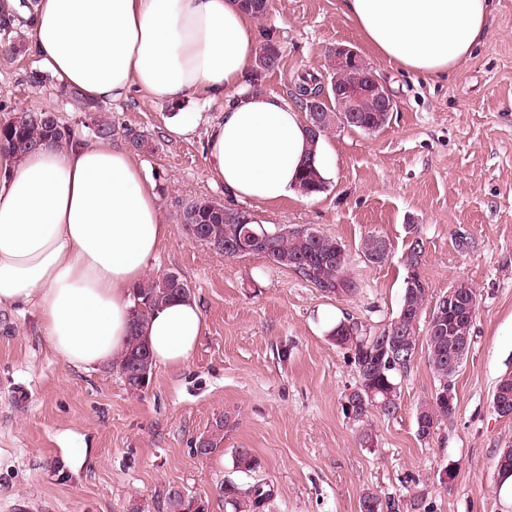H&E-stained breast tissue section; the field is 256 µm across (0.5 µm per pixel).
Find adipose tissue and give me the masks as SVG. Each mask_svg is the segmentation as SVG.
Here are the masks:
<instances>
[{"label":"adipose tissue","instance_id":"obj_1","mask_svg":"<svg viewBox=\"0 0 512 512\" xmlns=\"http://www.w3.org/2000/svg\"><path fill=\"white\" fill-rule=\"evenodd\" d=\"M341 6L389 66L422 77L468 63L492 26V0ZM29 38L61 86L95 102L134 90L156 103L222 101L207 132L209 172L236 198L293 195L308 157L323 178L336 173L333 150L310 141L299 106L243 88L258 37L237 0H38ZM170 232L122 145L76 139L0 152V309L33 308L71 366L103 365L125 349L134 290ZM204 332L201 307L187 296L154 311L143 336L155 365L176 368Z\"/></svg>","mask_w":512,"mask_h":512}]
</instances>
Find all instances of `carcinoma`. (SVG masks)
Listing matches in <instances>:
<instances>
[{
  "instance_id": "cac0c4a2",
  "label": "carcinoma",
  "mask_w": 512,
  "mask_h": 512,
  "mask_svg": "<svg viewBox=\"0 0 512 512\" xmlns=\"http://www.w3.org/2000/svg\"><path fill=\"white\" fill-rule=\"evenodd\" d=\"M279 47L269 38L256 54L253 65L263 64L273 71L279 67ZM323 90V81L317 77H302L295 85L294 99L305 110L306 123H311L306 111L308 97ZM92 129L97 138L110 140L117 135L112 123L101 116L91 117ZM345 126V113H321V126L315 142L325 136L333 126ZM122 136L134 151L148 147L149 139L144 133L125 128ZM74 137L73 130L61 124L50 111L21 112L0 122V145L3 149L22 155L36 148L43 141L67 143ZM301 192L314 196L326 190V182L318 175L312 159H307L299 174ZM224 205L209 199H190L181 203L179 222L191 240L213 248V251L228 259L243 255H257L273 263L287 267L303 280L326 293L349 296L355 293L358 284L347 271L345 251L336 239L309 227L277 225L272 229L263 224H252L246 220L249 212L242 211L244 219H224L218 212ZM384 238L370 235L362 243L361 253L366 262L379 265L386 262L389 254L382 250ZM424 250L423 238L414 234L402 255L406 270L403 294L399 310L394 319L383 327H375L365 321L345 318L336 322L329 337L336 345L347 350L357 374L359 406L351 415L352 421L365 423L372 412L390 416L394 414L400 398L396 378L407 372L418 354L419 344H424L427 361L436 380L433 396L422 403L416 413L417 435L426 439L436 424L454 414L456 403L442 397V391L455 387L459 368L450 365L457 338L472 336L478 298L475 289L466 281L455 284L459 288L457 305L451 310L436 304L429 312L425 329L420 321L428 295V286L419 272ZM191 295L187 282L173 272L142 281L135 289V304L131 310L132 331L125 351L112 363V369L122 380L126 389L137 394L142 392L138 375L152 377L154 364L141 336L150 314L159 306L177 298ZM399 340L403 347L396 350L393 359L381 357L380 349L386 341ZM505 398L512 405V372L498 380L492 400ZM226 420L215 419L207 431L203 455L212 454L224 440ZM236 471L251 476L259 469V462L247 448L234 452ZM274 496V486L255 479L238 484L224 482L225 512H265ZM167 512H209L208 497L187 495L180 489H170L166 497Z\"/></svg>"
}]
</instances>
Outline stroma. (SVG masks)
<instances>
[{"mask_svg":"<svg viewBox=\"0 0 512 512\" xmlns=\"http://www.w3.org/2000/svg\"><path fill=\"white\" fill-rule=\"evenodd\" d=\"M0 34V121L20 110H49L80 137L94 133L80 102L62 94L29 50V8ZM494 21L475 57L449 76L391 70L345 16L339 0H272L257 19L260 38L281 47L262 91L291 98L298 76H328V52L356 51L391 90L389 123L375 132L333 128L336 175L324 193L274 203L240 202L213 183L207 123L222 106H173L139 91L102 107L119 128L149 138L135 153L155 185L171 233L149 276L180 275L204 314L205 334L176 369L155 368L148 388L128 393L111 365L74 368L50 348L31 309L0 310V512H165L169 489L209 498L224 512L222 488L234 478L235 449H251L258 476L275 487L267 512H360L364 492L412 512H512L494 462L512 448V418L492 408L498 379L512 371V0H494ZM201 113L185 139L166 123L176 111ZM209 198L244 207L267 225H307L345 249L356 294L328 295L260 256L225 258L192 242L178 222L181 201ZM424 240L420 273L436 303L458 281L475 288L473 341L456 378L455 413L427 439L416 410L436 381L425 352L399 376L392 416L370 414L376 435L360 445L343 404L357 381L346 350L329 338L325 314L375 326L399 310L412 232ZM391 244L381 265L366 262L369 235ZM467 249H458L459 237ZM228 416L224 441L198 457L192 442ZM454 467L450 486L440 483Z\"/></svg>","mask_w":512,"mask_h":512,"instance_id":"1","label":"stroma"}]
</instances>
